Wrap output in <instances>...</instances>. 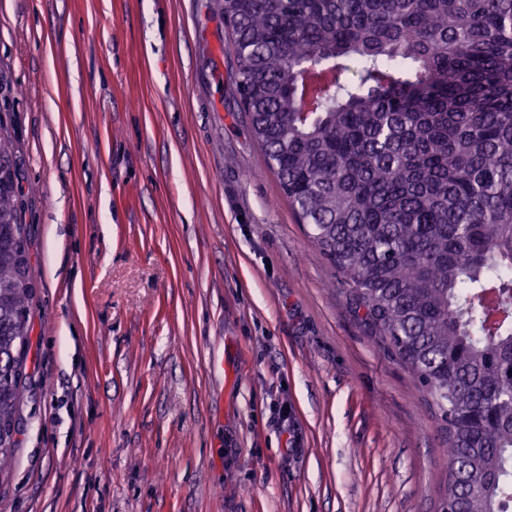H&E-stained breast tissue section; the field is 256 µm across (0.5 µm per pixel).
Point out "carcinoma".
Segmentation results:
<instances>
[{
  "label": "carcinoma",
  "instance_id": "cac0c4a2",
  "mask_svg": "<svg viewBox=\"0 0 512 512\" xmlns=\"http://www.w3.org/2000/svg\"><path fill=\"white\" fill-rule=\"evenodd\" d=\"M251 133L449 454L441 512H512V0H224ZM0 136V473L31 349Z\"/></svg>",
  "mask_w": 512,
  "mask_h": 512
}]
</instances>
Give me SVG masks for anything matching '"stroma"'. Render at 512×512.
Listing matches in <instances>:
<instances>
[{
  "mask_svg": "<svg viewBox=\"0 0 512 512\" xmlns=\"http://www.w3.org/2000/svg\"><path fill=\"white\" fill-rule=\"evenodd\" d=\"M235 66L222 0H0L33 286L0 512H440L439 424Z\"/></svg>",
  "mask_w": 512,
  "mask_h": 512,
  "instance_id": "35a3bbf8",
  "label": "stroma"
}]
</instances>
